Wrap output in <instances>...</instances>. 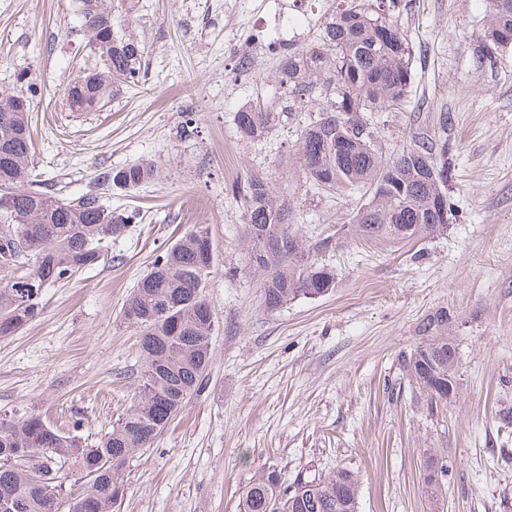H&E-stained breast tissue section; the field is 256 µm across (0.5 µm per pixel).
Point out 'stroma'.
<instances>
[{"label":"stroma","mask_w":512,"mask_h":512,"mask_svg":"<svg viewBox=\"0 0 512 512\" xmlns=\"http://www.w3.org/2000/svg\"><path fill=\"white\" fill-rule=\"evenodd\" d=\"M348 0H140L126 17L147 55L140 80L99 111H69L70 81L94 68L75 0H0V86L19 73L41 89L31 102V163L73 197L100 172L141 161L158 178L105 189L140 223L108 247L113 260L43 293V313L0 337V419L38 414L79 423L96 445L133 405L142 359L122 309L165 247L204 224L217 252L206 290L215 317L207 384L123 469L117 512H239L252 477L344 467L360 477L357 512H512V48L486 41V0H401L412 47L404 103L369 115L385 155L438 127L449 113L447 234L402 248L344 235L360 194L311 188L299 133L314 102L275 80L278 51L312 47ZM284 105L282 126L240 138L245 106ZM193 122L196 132L179 129ZM252 173L293 196L306 242L336 286L266 310L249 264L242 206L232 183ZM448 315L457 391L430 405L400 363L427 341L421 325ZM448 462L445 494L428 499L426 453Z\"/></svg>","instance_id":"obj_1"}]
</instances>
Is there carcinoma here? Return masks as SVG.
Masks as SVG:
<instances>
[{
    "mask_svg": "<svg viewBox=\"0 0 512 512\" xmlns=\"http://www.w3.org/2000/svg\"><path fill=\"white\" fill-rule=\"evenodd\" d=\"M396 0L351 3L324 24L317 46L283 51L276 78L299 100L324 90L318 118L300 134L305 178L330 191L368 187L369 201L352 218L348 232L364 242L400 244L448 232V216L436 200L448 197V179L433 178L430 167L448 155V140L428 133L389 158L378 152L373 132L362 120L400 104L412 82L411 46L400 31ZM90 50L105 58L112 80L91 73L71 83L72 112H95L122 86L139 80L145 45L124 25L107 26L77 0ZM485 37L509 47L499 35L512 33V0H488ZM12 94L31 101L38 94L26 74ZM0 337L9 336L42 312L44 288L97 265L113 240L139 213L116 211L103 202L102 189H130L151 181L154 166L133 163L101 173L88 191L62 198L43 190L31 166L29 114L2 112L0 120ZM241 138L261 139L283 122L273 107H243L235 116ZM243 207L250 263L261 275L263 305L277 310L293 299L316 298L335 287V274L319 264L318 254L335 244L328 235L306 245L292 224L288 193L252 173L231 185ZM208 227L197 224L158 255L137 281L123 317L139 328L142 383L133 408L112 425L101 441L86 448L78 436L36 414L0 421V512H58L57 501L72 495L66 479L72 470L89 478L71 512H114L115 495L125 491L122 470L141 448L151 445L205 385L212 358L215 320L206 288L216 267ZM448 316L437 313L423 324L430 342L401 361L403 377L444 400L457 386L456 348L443 336ZM269 468L243 494L241 512H357L360 477L348 468L329 474L297 475L290 487Z\"/></svg>",
    "mask_w": 512,
    "mask_h": 512,
    "instance_id": "1",
    "label": "carcinoma"
}]
</instances>
